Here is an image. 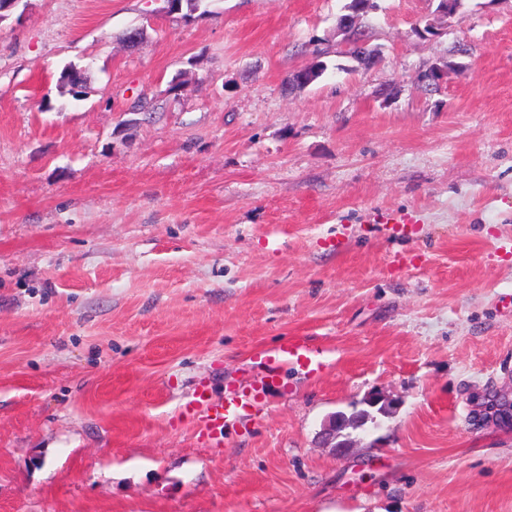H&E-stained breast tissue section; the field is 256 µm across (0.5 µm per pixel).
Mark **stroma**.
<instances>
[{
  "mask_svg": "<svg viewBox=\"0 0 512 512\" xmlns=\"http://www.w3.org/2000/svg\"><path fill=\"white\" fill-rule=\"evenodd\" d=\"M347 2L0 21V512H512V0H377L369 69ZM291 336L319 373L268 360ZM272 369L209 437L195 392ZM373 420L369 410H361L352 416H346L344 413H335L332 415L321 433V438L326 445L335 448L338 451L355 447V440L350 438L349 434H344L348 428L360 429L368 422ZM339 438H343L339 440Z\"/></svg>",
  "mask_w": 512,
  "mask_h": 512,
  "instance_id": "1",
  "label": "stroma"
}]
</instances>
